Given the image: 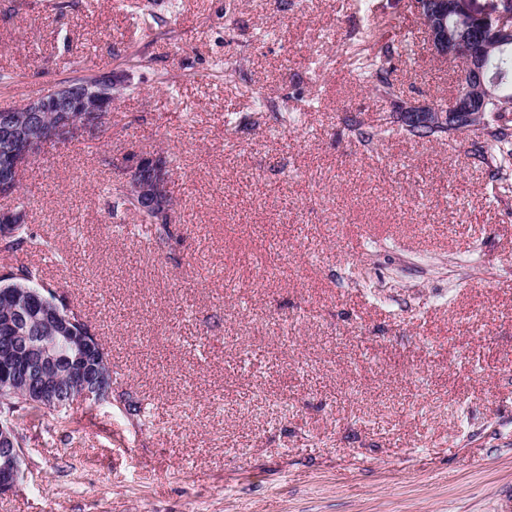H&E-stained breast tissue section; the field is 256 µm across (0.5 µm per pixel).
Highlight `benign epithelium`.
Listing matches in <instances>:
<instances>
[{"label": "benign epithelium", "mask_w": 512, "mask_h": 512, "mask_svg": "<svg viewBox=\"0 0 512 512\" xmlns=\"http://www.w3.org/2000/svg\"><path fill=\"white\" fill-rule=\"evenodd\" d=\"M453 4L450 0H420L419 19L423 23L430 46L443 60L466 58L464 71L460 73V91L450 107L428 104L406 107L400 114L401 121L433 130H474L484 123L486 98L476 91L490 94L495 84L488 81L482 52L476 44L483 41L489 26H495V45L512 42V23L504 17L494 20L482 13L472 15V25L457 33L448 27V16ZM124 86V74L110 72L90 79L58 84L22 106L0 104V136L11 143L10 166L12 177L0 176V188L4 196L16 194L20 172L33 161L43 146L49 142L78 141L105 132L112 112V102ZM26 116L21 117L19 113ZM112 165L123 175L121 188L145 213L163 206L170 193L167 176L160 157L136 153L115 157ZM19 213H0V238L15 233ZM21 293L34 304L32 312L55 321L59 335L42 336L36 352L44 368H49L56 351L62 346L75 344L79 349V361L71 372L73 389L67 399H60L62 386L51 374H41L27 381L24 389L26 400L34 405L60 407L75 400L101 401L112 395L110 371L104 350L92 331L86 330L82 319L67 302L46 297L44 288H18L3 290L0 296L8 299L13 293ZM16 337L1 336L0 347L5 354L0 358L4 366L18 372L27 366L26 355L15 349ZM24 452L17 445V431L8 419H0V493L13 489L23 478Z\"/></svg>", "instance_id": "obj_1"}]
</instances>
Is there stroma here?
I'll list each match as a JSON object with an SVG mask.
<instances>
[{
    "label": "stroma",
    "mask_w": 512,
    "mask_h": 512,
    "mask_svg": "<svg viewBox=\"0 0 512 512\" xmlns=\"http://www.w3.org/2000/svg\"><path fill=\"white\" fill-rule=\"evenodd\" d=\"M139 2L152 32L128 0H0V103L128 74L103 138L0 197L48 242L0 276L60 287L112 370L109 399L14 413L0 512H512V193L460 137L389 130L358 0ZM408 4L375 0L396 94L448 105L460 66ZM129 151L171 162L169 243L112 207ZM22 438L18 437L15 426L9 419L0 418V493L13 489L23 478L22 462L24 457Z\"/></svg>",
    "instance_id": "stroma-1"
}]
</instances>
